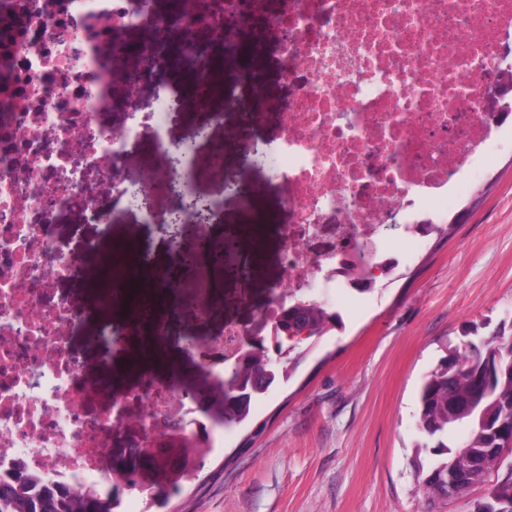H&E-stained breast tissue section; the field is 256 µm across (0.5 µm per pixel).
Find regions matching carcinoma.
I'll return each mask as SVG.
<instances>
[{"mask_svg": "<svg viewBox=\"0 0 512 512\" xmlns=\"http://www.w3.org/2000/svg\"><path fill=\"white\" fill-rule=\"evenodd\" d=\"M295 311L313 313L318 335L336 326L339 316L304 301ZM512 404V334L504 332L468 341L455 349L451 360L439 364L421 385L417 398L418 426L436 460L419 466L418 477L426 496L448 499L467 494L478 478L496 467L494 456H475L493 447L492 431L504 404ZM468 428L462 445H448V431ZM0 512H112L111 502L99 503L75 488L35 490L23 474L0 485Z\"/></svg>", "mask_w": 512, "mask_h": 512, "instance_id": "carcinoma-1", "label": "carcinoma"}]
</instances>
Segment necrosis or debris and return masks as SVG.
Here are the masks:
<instances>
[{
	"label": "necrosis or debris",
	"instance_id": "obj_1",
	"mask_svg": "<svg viewBox=\"0 0 512 512\" xmlns=\"http://www.w3.org/2000/svg\"><path fill=\"white\" fill-rule=\"evenodd\" d=\"M270 23L286 33L281 79L307 76L276 114L273 176L288 238L266 308L273 320L282 301L355 292L341 256L370 273L394 266L396 249L379 239L385 212L408 225L409 251L472 191L492 140L512 136V113L484 107L506 75L512 0H289ZM202 25L224 32L214 0H184L175 14L152 0H0V475L19 466L37 486L98 494L111 484L105 458L123 418L114 404L88 411L102 385L84 380L68 346L85 315L61 286L89 270L95 246L57 234L67 207L109 223L138 178L143 216L164 203L167 223L187 225L198 242L180 253L190 277L160 283L173 313L207 321L223 295L202 257L216 248L209 227L224 205L226 151L250 147L241 129L225 132L206 157L215 190L192 209L175 163L181 147L166 138L178 102L207 111L224 96V65ZM174 30L198 44L182 92L156 85L144 109V80L183 60ZM146 135L157 157L134 163L130 145ZM137 395L140 439L180 435L171 483L223 447V418L181 426L191 408L172 380Z\"/></svg>",
	"mask_w": 512,
	"mask_h": 512
}]
</instances>
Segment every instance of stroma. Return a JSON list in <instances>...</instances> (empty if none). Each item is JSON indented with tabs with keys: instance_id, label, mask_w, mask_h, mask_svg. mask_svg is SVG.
<instances>
[{
	"instance_id": "stroma-1",
	"label": "stroma",
	"mask_w": 512,
	"mask_h": 512,
	"mask_svg": "<svg viewBox=\"0 0 512 512\" xmlns=\"http://www.w3.org/2000/svg\"><path fill=\"white\" fill-rule=\"evenodd\" d=\"M492 152L468 217L449 234H429L412 262L379 277L359 299L336 303L340 323L298 345L288 380L254 401L248 420L229 426L223 448L201 460L192 480L169 488L165 503L144 500L142 512H469L481 487L430 503L417 480L418 466L433 457L417 450L423 436L416 393L462 344L464 330L488 336L512 325V139H494ZM226 164L235 186L224 196L223 221L212 225V238L223 239L225 226L244 223L239 199L246 195H256L274 221L240 243V257H262L251 279L225 264L224 300L208 321L185 316L171 320L168 335H142L159 360L155 375L177 369L188 389L204 388L206 361L186 354L179 336H212L228 321L250 324L251 304L262 302L281 274L276 219L282 196L269 175L272 159L261 152L242 169L230 152ZM60 231L96 241L104 253L116 241L130 242L132 257L149 254L153 274L176 264L161 246L158 227L142 223L132 209L108 235L75 215ZM68 293L90 310L70 340L86 375L113 373L127 384L138 382L133 340L112 350L97 334L104 318L94 310V288L79 282Z\"/></svg>"
}]
</instances>
